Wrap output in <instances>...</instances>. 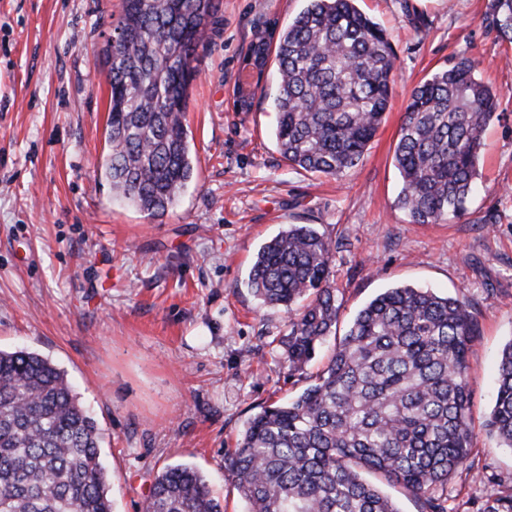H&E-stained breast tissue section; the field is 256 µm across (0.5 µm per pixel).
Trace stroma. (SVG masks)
<instances>
[{"mask_svg": "<svg viewBox=\"0 0 512 512\" xmlns=\"http://www.w3.org/2000/svg\"><path fill=\"white\" fill-rule=\"evenodd\" d=\"M120 0H0V348L51 359L102 432L113 512H140L155 476L198 469L226 512L246 503L224 470L247 421L304 387L270 343L288 313L248 286L260 246L289 224L336 243L344 336L396 285L466 298L481 334L468 355L473 447L448 478L450 512L512 493V450L485 422L512 340V43L491 0H359L396 57L384 120L340 177L280 155L272 96L233 106L259 30L285 27L304 0H221L195 56L186 113L197 157L177 204L153 217L117 200L102 174L110 89L102 49ZM499 93L466 215L413 224L396 198L394 150L411 90L459 58Z\"/></svg>", "mask_w": 512, "mask_h": 512, "instance_id": "1", "label": "stroma"}]
</instances>
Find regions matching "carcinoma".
I'll list each match as a JSON object with an SVG mask.
<instances>
[{
    "instance_id": "1",
    "label": "carcinoma",
    "mask_w": 512,
    "mask_h": 512,
    "mask_svg": "<svg viewBox=\"0 0 512 512\" xmlns=\"http://www.w3.org/2000/svg\"><path fill=\"white\" fill-rule=\"evenodd\" d=\"M220 0H124L102 49L110 104L104 175L112 192L151 216L176 202L193 175L185 114L196 50ZM493 23L512 42V0H492ZM243 68L275 59V137L296 170L337 177L357 166L392 90L394 50L357 0H306L282 30H265ZM265 89L237 92L248 112ZM498 92L470 60L415 86L394 152L397 206L412 224L465 215L483 132ZM336 244L311 224H290L259 248L248 285L290 314L277 339L288 372L307 378L336 334ZM480 326L466 299L410 286L361 308L325 367L297 396L262 408L224 454L248 512H400L367 482L380 473L448 512V474L470 454L468 351ZM486 427L512 448V340L503 348ZM101 433L64 370L25 349H0V512H112ZM143 512H223L203 475L175 465L152 483ZM478 512H512V494Z\"/></svg>"
}]
</instances>
